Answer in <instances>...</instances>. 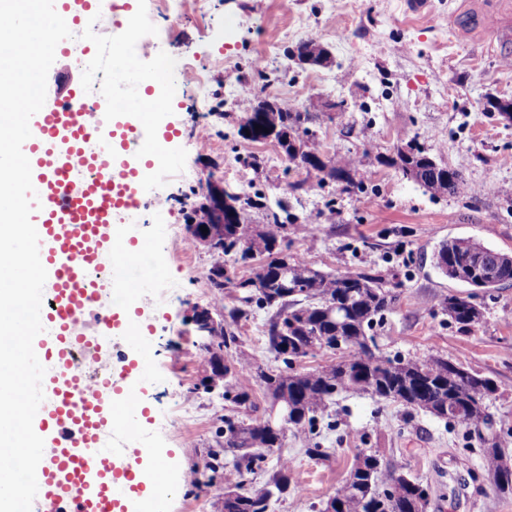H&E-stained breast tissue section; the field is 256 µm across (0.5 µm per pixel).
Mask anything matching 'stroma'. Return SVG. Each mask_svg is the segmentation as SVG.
<instances>
[{"label":"stroma","instance_id":"obj_1","mask_svg":"<svg viewBox=\"0 0 512 512\" xmlns=\"http://www.w3.org/2000/svg\"><path fill=\"white\" fill-rule=\"evenodd\" d=\"M432 13L408 12L406 0H206L201 17L174 22L149 51L134 50L119 83L137 92L146 69L164 62L185 88L156 125L178 134L164 149L167 170H185L180 181L157 184L162 213L152 206L125 212L132 236L149 238L150 264L162 271L168 302L151 298L140 311L141 346L151 367L138 390L147 407L135 448L169 451L172 477L201 467L232 406L218 393L193 392L204 373L196 362L201 341L190 321L193 307H211L207 274L215 258L192 248L174 255L175 236H186L191 190L217 177L237 193L263 190L265 203L287 200L304 223L289 234V254L324 273L372 271L400 298L374 326L376 353L385 358L440 357L490 378L486 400L494 419L495 447L512 453V286L491 291L448 280L433 253L449 237L476 240L512 254V122L491 115L493 98L512 99V44L490 45L477 21L495 0H430ZM315 39L335 57L329 68L297 67L288 48ZM275 42L280 65L262 73L251 60ZM252 80L256 95L301 109L324 101L346 104L339 117L313 124L328 157H353L376 175L373 190L335 191L333 185L292 190L304 171L273 142H250L239 133L236 86ZM417 141L437 162L458 170L473 195L433 197L388 164L398 141ZM264 159L259 170L242 155ZM471 295L483 312L469 329L449 323L440 306L448 294ZM258 310L233 324V356L275 366ZM333 429L321 432L328 456L304 453L303 435H287L253 476L267 481L279 459L291 463L286 492L271 512H322L362 450L380 449L385 466L418 478L428 491L426 512H512V493L495 490L483 443L431 414L368 394L339 392L324 411ZM219 487L170 486L159 495L161 512H216Z\"/></svg>","mask_w":512,"mask_h":512}]
</instances>
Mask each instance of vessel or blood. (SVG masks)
<instances>
[{"instance_id":"1","label":"vessel or blood","mask_w":512,"mask_h":512,"mask_svg":"<svg viewBox=\"0 0 512 512\" xmlns=\"http://www.w3.org/2000/svg\"><path fill=\"white\" fill-rule=\"evenodd\" d=\"M492 42L512 40V5L486 22ZM167 100L151 95L149 112H164ZM149 112L115 98L105 85L97 101L85 97L83 84L69 85L55 106L43 107L30 120L31 137L22 146L30 161L32 184L39 208L30 219L39 235V256L52 293L44 295L42 324L52 336H37L33 346L39 361L54 362L57 371L43 378L52 397L34 418L35 432L45 442L36 470L37 512H121L130 496L140 500V512H156L155 488L166 485L162 455H153L140 469L112 457L100 442L101 430L121 415L130 431H137L144 414L137 390L124 389L125 374L144 370L147 357L112 362L100 358L85 371L70 364L71 350L85 342L97 344L111 337L133 342L140 325L127 314L131 296L148 300L159 270L147 265L146 251L130 242L124 229L113 226L112 212L139 208L144 202L143 173L152 168L155 147L143 127ZM97 140V150L87 148ZM82 173L74 185L73 173ZM114 253L121 272L112 290L114 312L88 322L96 290L87 273L100 261L102 248Z\"/></svg>"}]
</instances>
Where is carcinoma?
<instances>
[{
  "instance_id": "obj_1",
  "label": "carcinoma",
  "mask_w": 512,
  "mask_h": 512,
  "mask_svg": "<svg viewBox=\"0 0 512 512\" xmlns=\"http://www.w3.org/2000/svg\"><path fill=\"white\" fill-rule=\"evenodd\" d=\"M317 120L311 112H299L291 107L279 113L281 150L288 154V161L315 175L318 184L344 178L343 190L363 189V181L356 179L359 169L355 159L329 158L330 170L308 159L321 152V145L310 128ZM398 169L403 176L419 184L433 197L461 195L474 188L455 169L434 165L432 157L420 145L416 151L400 157ZM264 195L235 198L241 221L226 224L224 228L213 224L216 253L233 256L253 265V276L237 281L228 271L221 273L209 269L208 281L215 299L224 300V289L239 288L242 295L239 305L228 311V317L237 322L247 318L256 309H275L268 320L267 343L270 351L280 359L285 369H264L247 358L232 359L234 371L222 378L206 376L203 390H219L225 401L236 406L246 403L249 396L240 390L236 375L256 371L272 398L288 399V420H280L275 427L266 420L256 418L250 422L237 415L224 416V426L217 432L215 447L207 450L202 465L203 480L199 484L222 486L236 494L235 512H268L270 501L277 493L288 489L290 463L280 462L266 481L257 489H248V477L263 470L266 453L282 445L288 432L306 433V454L311 459L325 456L321 443L316 440L317 414L324 411L326 402L341 391L366 393L379 399L397 402L408 408L432 414L450 425L468 430L487 429L491 419L485 400L496 391V385L482 380L477 374L454 364H447L446 371L439 368L440 359L405 360L402 358H374L368 354L367 331L372 329L396 301L397 295L383 287L380 275L365 272L323 274L310 268L296 256L280 257L288 249L284 244L276 250L254 255L251 245L250 212L265 209ZM285 201L278 202V209H266V224L257 230L267 242H281L288 237V225L281 220L287 211ZM437 267L448 278L456 279V270L470 271L468 285L491 289V282H478L489 272L512 278V255L484 246L469 238H450L440 242L435 253ZM288 269V297H283L280 281L283 269ZM442 309L450 322L469 328L481 321L482 314L469 299L454 294L444 299ZM237 343L232 332L222 331L215 339L204 337L198 345L197 358L202 368H207L211 346L230 350ZM345 351L347 356L339 362L327 363L315 370L295 372L294 361L300 351ZM233 454L231 468L224 466V453ZM417 480L396 483L393 470L383 466L379 451L371 450L352 468L343 484L336 490L334 499L340 504L335 512H425L428 502L414 510V490Z\"/></svg>"
}]
</instances>
